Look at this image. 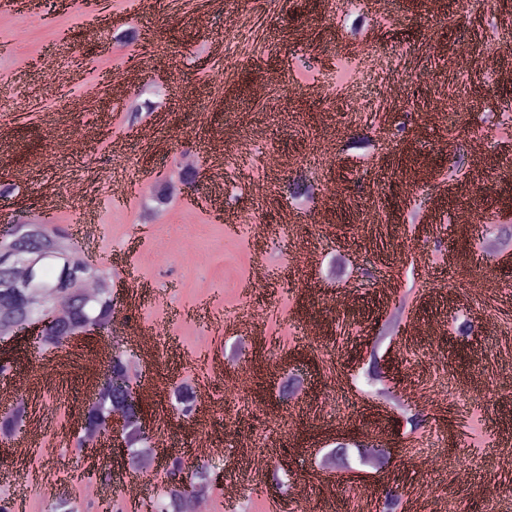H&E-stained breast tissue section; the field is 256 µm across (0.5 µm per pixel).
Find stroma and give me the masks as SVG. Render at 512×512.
<instances>
[{
    "instance_id": "35a3bbf8",
    "label": "stroma",
    "mask_w": 512,
    "mask_h": 512,
    "mask_svg": "<svg viewBox=\"0 0 512 512\" xmlns=\"http://www.w3.org/2000/svg\"><path fill=\"white\" fill-rule=\"evenodd\" d=\"M107 0L110 25L82 35L85 0H22L0 8V219L38 216L44 185L78 183L90 214L60 200L50 225L98 264L131 332L157 344L139 360L143 382L164 386L148 402L173 449L205 434L223 446L206 458L222 485L210 512H382L391 478L399 512H503L512 504V93L495 71H449L446 54L492 56L512 37V0ZM365 49L366 78H347L346 55ZM164 54L168 96L153 107L161 149L142 147L127 112L108 109L113 80L141 56ZM267 95L254 101L253 84ZM98 125L103 138L83 137ZM221 134L224 167L208 161ZM201 157L198 177L167 205L164 223L142 219V196L112 201L99 171L150 183L174 180L181 153ZM278 160L263 188L260 157ZM336 186L330 219L295 189ZM241 212L244 223L216 217ZM304 210L280 224L284 210ZM496 225L495 247L478 228ZM125 265L128 274L115 273ZM271 275L245 293L244 282ZM483 287L471 290L473 281ZM425 325L392 327L397 304ZM469 322V333L459 325ZM18 370L44 363L36 407L38 446L0 445L7 479H31L23 512H49L55 493L98 512L88 486L108 488L125 512L120 458L90 469L77 416L106 358L85 337L37 353L30 336L0 339ZM390 360L401 406L378 423L368 364ZM205 386L212 408L181 433L174 391ZM423 421L411 427L405 410ZM385 439L389 453L371 450ZM277 448L288 486L306 485L284 509L276 486L256 493L246 461ZM238 490L226 506L223 484ZM495 485L492 501L472 494Z\"/></svg>"
}]
</instances>
